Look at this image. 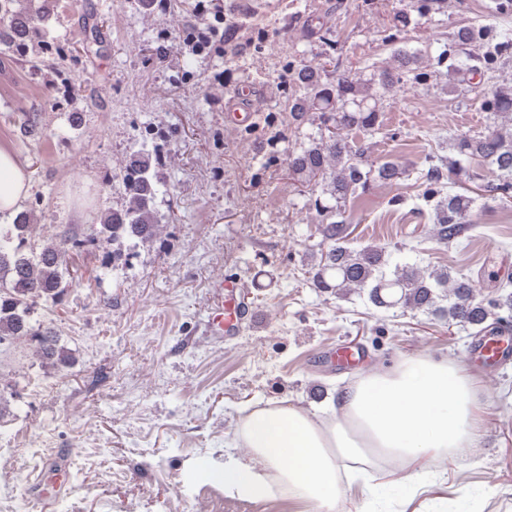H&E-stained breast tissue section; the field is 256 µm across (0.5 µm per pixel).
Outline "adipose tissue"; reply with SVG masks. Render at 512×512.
I'll return each mask as SVG.
<instances>
[{
    "mask_svg": "<svg viewBox=\"0 0 512 512\" xmlns=\"http://www.w3.org/2000/svg\"><path fill=\"white\" fill-rule=\"evenodd\" d=\"M30 188L26 168L0 147V213L16 212ZM477 390L448 358H407L337 389L332 419L290 404L254 409L239 428L248 459L210 457L192 470L245 497L281 491L309 512H334L342 461L377 454L413 463L471 447L479 436Z\"/></svg>",
    "mask_w": 512,
    "mask_h": 512,
    "instance_id": "obj_1",
    "label": "adipose tissue"
}]
</instances>
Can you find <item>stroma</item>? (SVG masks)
I'll return each instance as SVG.
<instances>
[{"label": "stroma", "mask_w": 512, "mask_h": 512, "mask_svg": "<svg viewBox=\"0 0 512 512\" xmlns=\"http://www.w3.org/2000/svg\"><path fill=\"white\" fill-rule=\"evenodd\" d=\"M331 17L343 50L340 68L369 75L389 62L384 31L413 0H341ZM334 0H234L250 43L295 12H324ZM418 18L398 45L428 49V80L385 98L382 133L368 137L372 160L404 170L389 185L372 184L368 210L347 204L354 249L382 246L393 262L445 269L473 279L495 310L499 285L512 277V197L474 207L471 230L439 241L432 213L418 200L432 155H447L452 133L488 124L472 93L448 92V65L438 59L450 34L488 25L512 37V12L491 0H466ZM197 0L168 10L139 0H56L44 41L26 53L0 50V146L31 177L22 205L35 243L73 225L98 223L125 203L120 171L140 145L157 149L160 240L112 264L103 250L88 258L99 281L73 280L61 304L39 306L74 358L42 365L30 351L0 358V373L20 374L21 397L0 418V512H297L287 498L241 497L191 479L197 459L243 458L239 426L254 408L277 402L323 413L337 385L393 362L445 356L475 376L481 429L474 447L414 464L372 460L343 478L339 512H512V357L487 362L458 326L422 312L379 309L366 297L312 288L320 186L288 178L285 136L269 116L255 128L231 126L241 91L261 107L289 57L317 62V41H272L225 73L215 52L171 41L201 27ZM63 65L30 68L47 48ZM80 114L71 126L70 114ZM37 123L42 137L24 130ZM240 286L244 314L231 332L211 335L210 308L223 300L220 280Z\"/></svg>", "instance_id": "35a3bbf8"}]
</instances>
